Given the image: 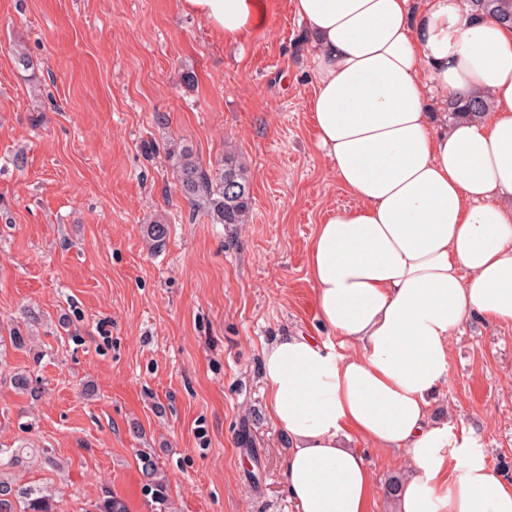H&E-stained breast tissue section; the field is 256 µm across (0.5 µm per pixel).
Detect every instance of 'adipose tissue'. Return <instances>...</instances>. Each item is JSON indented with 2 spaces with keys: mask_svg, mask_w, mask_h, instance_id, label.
Returning a JSON list of instances; mask_svg holds the SVG:
<instances>
[{
  "mask_svg": "<svg viewBox=\"0 0 512 512\" xmlns=\"http://www.w3.org/2000/svg\"><path fill=\"white\" fill-rule=\"evenodd\" d=\"M181 3L229 46L268 12L267 0ZM292 6L312 35L305 108L355 204L318 224L308 259L318 315L350 353L303 335L262 352L288 494L296 512H368L354 434L405 454L398 512H512V488L428 402L464 321L512 323V28L465 0ZM472 93L489 112L452 124L429 109Z\"/></svg>",
  "mask_w": 512,
  "mask_h": 512,
  "instance_id": "ef3b65f1",
  "label": "adipose tissue"
}]
</instances>
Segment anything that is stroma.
<instances>
[{
	"label": "stroma",
	"mask_w": 512,
	"mask_h": 512,
	"mask_svg": "<svg viewBox=\"0 0 512 512\" xmlns=\"http://www.w3.org/2000/svg\"><path fill=\"white\" fill-rule=\"evenodd\" d=\"M309 49L291 0L239 47L181 0H0V336H32L0 368V445L50 449L12 476L55 492L58 512L105 489L150 512L140 448L175 512H296L262 351L286 332L350 351L309 275L317 225L353 204L304 110ZM184 150L215 176L225 155L244 166L250 223L192 210ZM155 223L169 229L158 244ZM19 371L39 396L12 386ZM431 409L512 486V323L464 324ZM350 445L372 473L370 512H395L384 484L406 474L402 453Z\"/></svg>",
	"instance_id": "stroma-1"
}]
</instances>
